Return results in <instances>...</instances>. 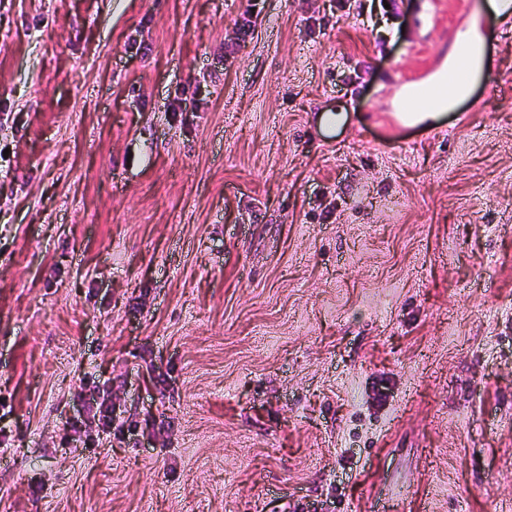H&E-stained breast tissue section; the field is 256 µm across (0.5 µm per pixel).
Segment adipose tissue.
I'll use <instances>...</instances> for the list:
<instances>
[{
	"label": "adipose tissue",
	"mask_w": 512,
	"mask_h": 512,
	"mask_svg": "<svg viewBox=\"0 0 512 512\" xmlns=\"http://www.w3.org/2000/svg\"><path fill=\"white\" fill-rule=\"evenodd\" d=\"M466 47L473 52L475 58L468 83L462 84L444 98L426 97L425 90L420 85L407 89L404 96L412 100L415 107L409 114L400 116L399 121L402 125L431 126L438 123L445 112L451 111L460 101L469 97L474 84L489 78L494 60L487 53L484 40L479 32L472 31L467 34Z\"/></svg>",
	"instance_id": "ef3b65f1"
}]
</instances>
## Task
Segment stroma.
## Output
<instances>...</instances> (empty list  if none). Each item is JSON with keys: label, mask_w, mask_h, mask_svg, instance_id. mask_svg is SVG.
Instances as JSON below:
<instances>
[{"label": "stroma", "mask_w": 512, "mask_h": 512, "mask_svg": "<svg viewBox=\"0 0 512 512\" xmlns=\"http://www.w3.org/2000/svg\"><path fill=\"white\" fill-rule=\"evenodd\" d=\"M486 2L0 0V512H512ZM473 25L491 78L400 125ZM97 409H98V411L96 410L95 413L92 415V418L94 420L96 419V416H97L98 427L101 429V430L97 431V434H91L89 431H87L85 429L82 430V427L77 426L78 421H76V423L73 424L74 425L73 429L76 430V432L83 433V435L85 437L84 444L87 448H93V447H96L99 445L100 432H102V433L108 432L109 434L111 433L110 432V429L112 426L111 411L109 410L108 407H104L103 402L100 403V406L97 407Z\"/></svg>", "instance_id": "35a3bbf8"}]
</instances>
